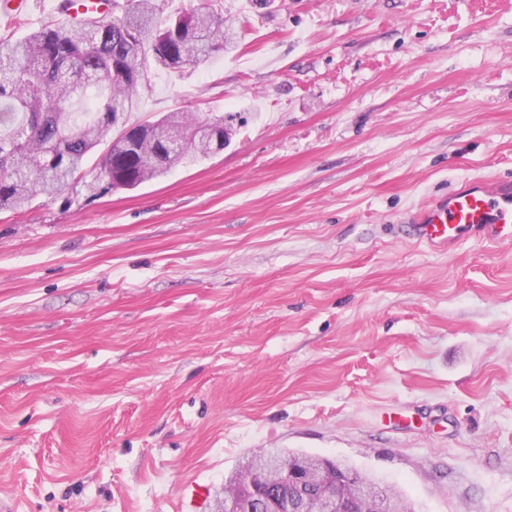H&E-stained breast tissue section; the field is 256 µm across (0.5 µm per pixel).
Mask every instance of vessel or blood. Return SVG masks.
<instances>
[{"mask_svg": "<svg viewBox=\"0 0 512 512\" xmlns=\"http://www.w3.org/2000/svg\"><path fill=\"white\" fill-rule=\"evenodd\" d=\"M66 17L107 15L108 0H71ZM406 235L436 249H448L462 238L475 236L495 244L512 243V184H469L425 208L405 225Z\"/></svg>", "mask_w": 512, "mask_h": 512, "instance_id": "obj_1", "label": "vessel or blood"}]
</instances>
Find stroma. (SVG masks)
<instances>
[{"mask_svg": "<svg viewBox=\"0 0 512 512\" xmlns=\"http://www.w3.org/2000/svg\"><path fill=\"white\" fill-rule=\"evenodd\" d=\"M235 46L155 71L135 121L223 153L0 211V498L182 512L265 448L416 512H512V244L402 224L512 180V0H221ZM269 451H271V453L276 454L277 456L287 458L288 461L289 460H300L301 459L302 461L310 462L312 465H317L320 468H322L323 465L326 468H333V467H335V469H334L335 473L337 471V472H339L340 475H342V472H340V470H346V471H349L352 474H354L356 479H358V480L370 481L371 485H375L376 484L372 479H370L368 477L367 474L361 473L355 467H353V466H351V465H349L347 463H344V462L334 461V460H331V459H328V458L314 457V456H310V455H306V454L298 453V452H290V451L285 452V451L279 450L277 448L270 449Z\"/></svg>", "mask_w": 512, "mask_h": 512, "instance_id": "stroma-1", "label": "stroma"}]
</instances>
